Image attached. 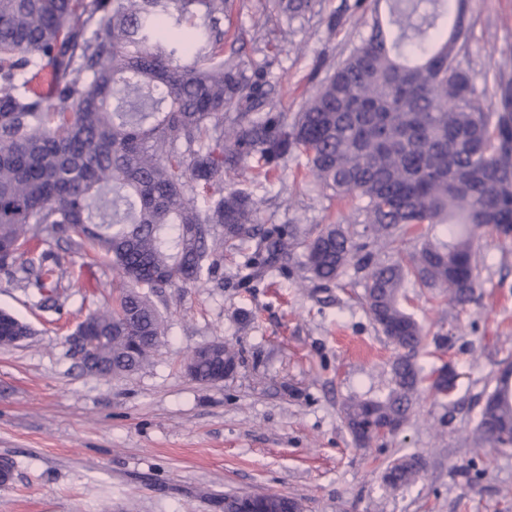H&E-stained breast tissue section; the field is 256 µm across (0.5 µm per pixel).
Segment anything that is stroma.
<instances>
[{"mask_svg":"<svg viewBox=\"0 0 512 512\" xmlns=\"http://www.w3.org/2000/svg\"><path fill=\"white\" fill-rule=\"evenodd\" d=\"M355 2L315 0L292 21L277 0H233L224 51L294 116L359 45L373 2ZM467 17L463 66L502 65L512 0H469ZM305 162L293 153L267 177L250 159L224 186H248L260 225L312 234L336 224L365 242L358 201L323 189ZM253 248L225 252L196 284L152 294L165 334L150 363L126 377L83 373L65 343L78 318L111 306L118 273L109 257H93L92 284L64 275L57 310L40 307L19 274L0 271V310L33 330L0 348V460L13 470L0 512H224L226 496L258 493L292 498L300 512H512V447L490 452L473 441L481 395L512 360V239L475 237L479 300L467 307L406 283L400 303L426 335L416 360L454 370L457 388L444 398L420 385L403 428L365 448L342 409L386 393L394 358L369 314L365 272L349 268L323 285L304 278L295 253L243 288ZM217 340L238 350L236 373L219 384L192 380L185 363ZM407 453L422 456L421 478L387 489V467Z\"/></svg>","mask_w":512,"mask_h":512,"instance_id":"1","label":"stroma"}]
</instances>
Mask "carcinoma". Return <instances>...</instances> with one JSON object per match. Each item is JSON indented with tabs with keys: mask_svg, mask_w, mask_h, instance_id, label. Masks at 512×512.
Listing matches in <instances>:
<instances>
[{
	"mask_svg": "<svg viewBox=\"0 0 512 512\" xmlns=\"http://www.w3.org/2000/svg\"><path fill=\"white\" fill-rule=\"evenodd\" d=\"M293 20L311 0H280ZM366 35L318 84L293 120L268 110V93L224 56L220 22L229 0H0V270L54 308L64 259L45 249L65 236L108 256L121 284L112 307L84 318L108 333L94 362L112 377L141 369L164 335L145 290L196 283L224 248L256 241L241 284L301 248V268L329 283L354 263L367 271L372 320L394 347L388 393L352 399L343 419L355 444L408 420L423 381L414 355L423 328L399 303L407 280L439 288L456 306L476 300L472 237L512 238V75L464 69L472 35L466 0H386ZM49 66L55 100L33 97L23 72ZM300 150L324 187L361 202L365 231L389 249L422 224L448 225L409 264L375 262L366 245L328 224L308 238L296 225L262 229L244 190L224 172L254 158L269 175ZM218 199L196 204L197 187ZM32 335L0 311V345ZM230 343L204 350L192 377L231 376ZM477 445L512 447V362L502 361L474 428ZM423 458L386 469L392 490L415 482Z\"/></svg>",
	"mask_w": 512,
	"mask_h": 512,
	"instance_id": "1",
	"label": "carcinoma"
}]
</instances>
